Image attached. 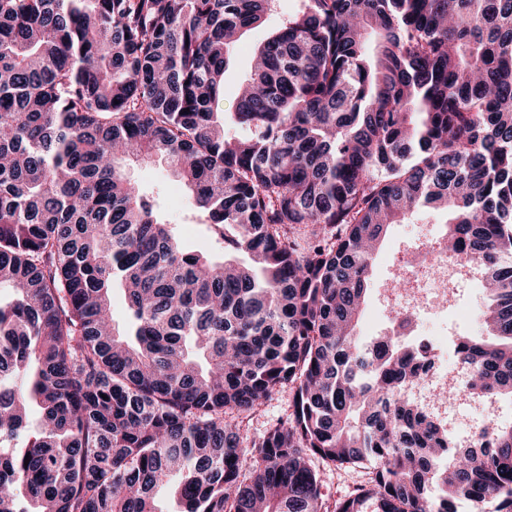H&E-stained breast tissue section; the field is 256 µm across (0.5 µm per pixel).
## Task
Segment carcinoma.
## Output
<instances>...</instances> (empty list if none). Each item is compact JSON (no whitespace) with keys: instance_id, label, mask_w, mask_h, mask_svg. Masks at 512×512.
<instances>
[{"instance_id":"1","label":"carcinoma","mask_w":512,"mask_h":512,"mask_svg":"<svg viewBox=\"0 0 512 512\" xmlns=\"http://www.w3.org/2000/svg\"><path fill=\"white\" fill-rule=\"evenodd\" d=\"M272 7L0 0V512H512V424L461 440L436 407L512 396V0H302L225 116ZM158 159L233 231L224 256L129 177ZM421 208L488 297L466 383L425 404L422 345L356 336L376 250ZM326 468L367 478L331 505ZM274 3L276 9L267 16L266 21L248 31L237 43L236 54L224 74V100L219 104L221 112L234 111L239 88L246 81L251 70L256 47L300 4L299 0H276ZM288 389L280 390L267 400L252 416L244 423V430L248 437H255L263 433L269 425L277 422L288 413Z\"/></svg>"}]
</instances>
